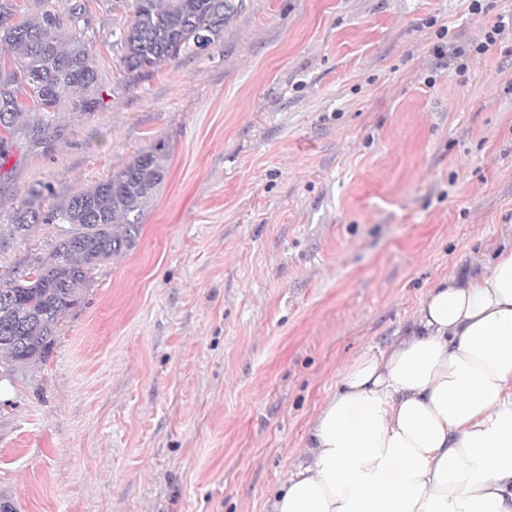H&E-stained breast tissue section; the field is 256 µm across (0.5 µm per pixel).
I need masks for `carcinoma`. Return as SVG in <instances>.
<instances>
[{"label": "carcinoma", "instance_id": "carcinoma-1", "mask_svg": "<svg viewBox=\"0 0 512 512\" xmlns=\"http://www.w3.org/2000/svg\"><path fill=\"white\" fill-rule=\"evenodd\" d=\"M244 0H134L115 45L129 74L143 76L161 63L197 55L224 38ZM11 0H0V160L16 137L23 101L50 113L66 101L76 112L98 105V76L83 39L82 7L44 10L34 21L11 22ZM168 147L156 143L111 178L42 207L36 197L11 218L10 235L24 238L34 224H64L48 259L0 282V368L10 372L40 359L59 319L81 303V287L95 266L135 246L146 205L163 183Z\"/></svg>", "mask_w": 512, "mask_h": 512}]
</instances>
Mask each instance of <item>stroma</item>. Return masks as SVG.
<instances>
[{"instance_id":"obj_1","label":"stroma","mask_w":512,"mask_h":512,"mask_svg":"<svg viewBox=\"0 0 512 512\" xmlns=\"http://www.w3.org/2000/svg\"><path fill=\"white\" fill-rule=\"evenodd\" d=\"M81 2L99 105H61L0 160V281L61 227L9 234L165 142L135 246L101 262L45 353L0 380L12 512H267L347 365L429 288L512 245V0H245L223 39L145 77L117 61L132 0ZM507 18V22L505 19ZM506 24H512V15L505 17L500 15L498 20L493 24L489 25L484 32L483 40L477 43L474 50L477 54H483L490 50L491 47L496 45L500 39V35L504 32Z\"/></svg>"}]
</instances>
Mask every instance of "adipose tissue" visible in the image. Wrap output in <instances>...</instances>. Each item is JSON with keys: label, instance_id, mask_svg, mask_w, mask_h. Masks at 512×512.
I'll return each instance as SVG.
<instances>
[{"label": "adipose tissue", "instance_id": "ef3b65f1", "mask_svg": "<svg viewBox=\"0 0 512 512\" xmlns=\"http://www.w3.org/2000/svg\"><path fill=\"white\" fill-rule=\"evenodd\" d=\"M268 512H512V248L320 405Z\"/></svg>", "mask_w": 512, "mask_h": 512}]
</instances>
